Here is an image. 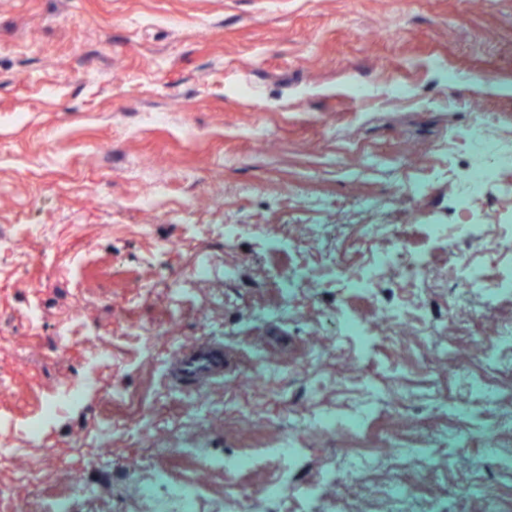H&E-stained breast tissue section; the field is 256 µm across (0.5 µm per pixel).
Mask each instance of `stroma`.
<instances>
[{"instance_id": "stroma-1", "label": "stroma", "mask_w": 512, "mask_h": 512, "mask_svg": "<svg viewBox=\"0 0 512 512\" xmlns=\"http://www.w3.org/2000/svg\"><path fill=\"white\" fill-rule=\"evenodd\" d=\"M478 124L512 146V0H0V512H512ZM222 364V356L205 351L202 348H192L185 351L180 358L177 374L181 380L196 379L212 374ZM80 384H76V382L71 384L63 396H55L44 404L42 407V422L37 425H32L27 427L26 433L28 438L31 441H39L42 435L44 428L53 420L57 415H59L66 405H68L74 398L76 392L83 391L88 385L89 382H79Z\"/></svg>"}]
</instances>
